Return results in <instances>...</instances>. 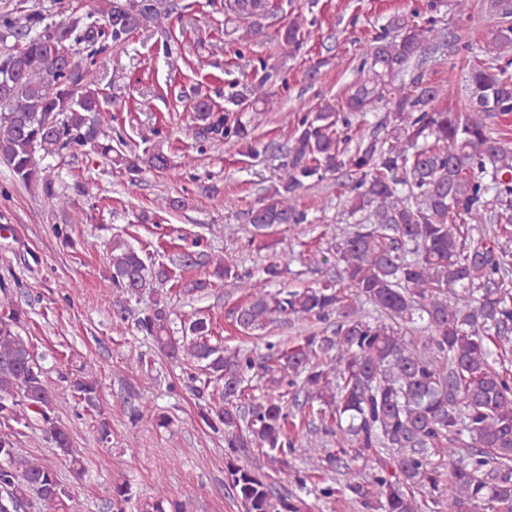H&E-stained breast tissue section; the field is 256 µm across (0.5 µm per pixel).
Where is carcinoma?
Instances as JSON below:
<instances>
[{
  "label": "carcinoma",
  "instance_id": "carcinoma-1",
  "mask_svg": "<svg viewBox=\"0 0 512 512\" xmlns=\"http://www.w3.org/2000/svg\"><path fill=\"white\" fill-rule=\"evenodd\" d=\"M229 10L252 20L242 39L257 34L266 0H231ZM500 19L483 42L448 36L434 17L397 15L373 37L359 70L367 78L337 105L325 103L299 120L291 143L254 145V125L244 118L258 102L275 101L258 84L214 110L208 95L187 98L197 140L233 138L251 155H270L284 170L245 220L259 235L275 226L309 224L299 192L344 177L345 213L340 229L336 280L302 291L274 294L249 289L235 311L245 332L275 318L326 323L288 349L263 360L211 342L207 319L191 320L183 335L171 332V313L156 307L135 321L160 354L186 364L193 395L206 403L204 418L224 428L230 453L231 490L244 512H302L303 501L280 488H304L307 477L288 456L312 441L285 431L288 411L318 403L319 431L336 437L327 468L345 476L320 495L349 496L364 512H419L415 493L427 494L429 512H512V138L497 126L512 115V0H487ZM148 23L161 24L153 0H105L99 17L48 24L33 10L20 24L0 15V161L23 184H42L52 206L64 211L44 161L76 147L112 159L104 125L108 101L97 86L100 59ZM289 53L303 45L301 25L279 31ZM449 46L466 58L461 104L439 106L442 90L426 78L429 46ZM384 104L390 125L368 135L356 119ZM133 177L164 171L169 158L159 146L144 156L117 154ZM174 267H207L205 251L169 258ZM214 265V264H212ZM112 287L141 296L171 280L164 265L148 264L122 239L109 253ZM212 275L247 287L229 256ZM379 314H363L364 305ZM24 312L0 300V419L33 414L56 448L72 457L68 429L51 415L55 388L33 347L17 331ZM425 322L416 335V320ZM266 377L262 398L245 397L249 375ZM302 387H297V379ZM223 384L221 396L209 391ZM74 399L95 408L100 386L93 369L69 380ZM304 400H299V397ZM239 448H258L269 471L235 462ZM354 455L346 458L347 449ZM373 457L377 467L361 477L355 462ZM69 494L56 473L37 460H19L13 434L0 430V512H69ZM130 500L123 483L112 488V507Z\"/></svg>",
  "mask_w": 512,
  "mask_h": 512
}]
</instances>
